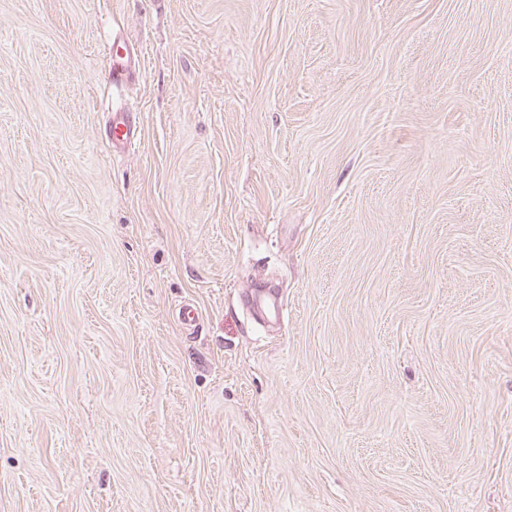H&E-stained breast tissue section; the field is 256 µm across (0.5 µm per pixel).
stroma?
I'll use <instances>...</instances> for the list:
<instances>
[{"instance_id":"35a3bbf8","label":"stroma","mask_w":512,"mask_h":512,"mask_svg":"<svg viewBox=\"0 0 512 512\" xmlns=\"http://www.w3.org/2000/svg\"><path fill=\"white\" fill-rule=\"evenodd\" d=\"M0 512H512V0H0ZM104 58L105 75L112 86H122L133 80L139 67V59L136 48L129 40L113 37L104 46ZM106 132V140L112 148L128 147L139 139V122L136 114L121 108L112 110Z\"/></svg>"}]
</instances>
